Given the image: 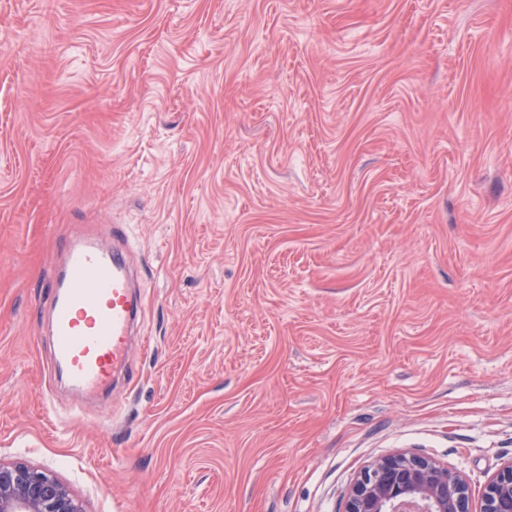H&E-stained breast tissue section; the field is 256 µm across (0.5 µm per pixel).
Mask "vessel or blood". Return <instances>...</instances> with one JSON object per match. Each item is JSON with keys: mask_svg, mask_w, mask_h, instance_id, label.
<instances>
[{"mask_svg": "<svg viewBox=\"0 0 512 512\" xmlns=\"http://www.w3.org/2000/svg\"><path fill=\"white\" fill-rule=\"evenodd\" d=\"M53 361L75 392L106 389L128 370L131 331L140 311L123 249L95 238L71 241L52 279Z\"/></svg>", "mask_w": 512, "mask_h": 512, "instance_id": "b4317fda", "label": "vessel or blood"}]
</instances>
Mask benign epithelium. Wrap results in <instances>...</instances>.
<instances>
[{"mask_svg": "<svg viewBox=\"0 0 512 512\" xmlns=\"http://www.w3.org/2000/svg\"><path fill=\"white\" fill-rule=\"evenodd\" d=\"M0 512H85L57 478L22 463L0 462ZM345 512H469L468 488L436 461L393 455L365 469ZM485 512H512V465L487 484Z\"/></svg>", "mask_w": 512, "mask_h": 512, "instance_id": "7a95c632", "label": "benign epithelium"}]
</instances>
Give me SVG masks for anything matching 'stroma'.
Wrapping results in <instances>:
<instances>
[{"instance_id": "1", "label": "stroma", "mask_w": 512, "mask_h": 512, "mask_svg": "<svg viewBox=\"0 0 512 512\" xmlns=\"http://www.w3.org/2000/svg\"><path fill=\"white\" fill-rule=\"evenodd\" d=\"M127 237L131 375L51 366ZM512 464V0H0V461L86 512H345ZM345 512H469L468 488L430 458L393 455L360 474Z\"/></svg>"}]
</instances>
